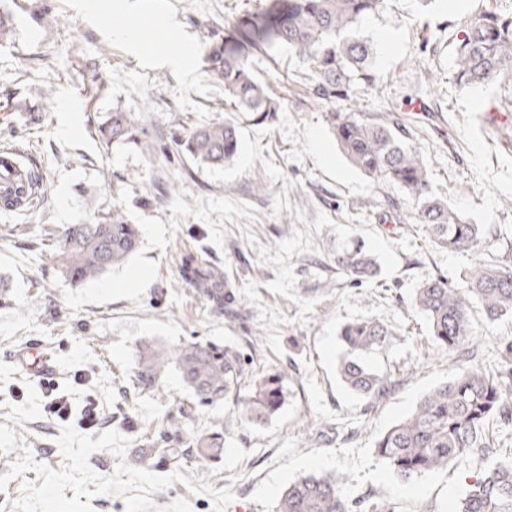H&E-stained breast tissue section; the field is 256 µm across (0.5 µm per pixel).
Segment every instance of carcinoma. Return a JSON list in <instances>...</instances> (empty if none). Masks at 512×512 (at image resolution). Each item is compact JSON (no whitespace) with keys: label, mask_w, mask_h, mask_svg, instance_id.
<instances>
[{"label":"carcinoma","mask_w":512,"mask_h":512,"mask_svg":"<svg viewBox=\"0 0 512 512\" xmlns=\"http://www.w3.org/2000/svg\"><path fill=\"white\" fill-rule=\"evenodd\" d=\"M384 6L385 0H266L260 11L228 23L224 39L206 47L208 71L224 85V96L235 111L250 113L257 121L269 120L279 104L270 85L256 78L246 50L271 57L286 47L310 67L319 100L331 105L346 100L355 90L378 84L374 44L358 34V26ZM454 41L456 84L488 86L501 75L512 74V16L481 12L463 23ZM327 118L336 144L355 168L408 192L412 217L427 226L435 244L456 252L480 249L482 225L467 222L447 201L433 195L426 165L419 150L406 142L402 124L387 116L371 118L334 108ZM144 134L137 115L118 108L95 130L105 148L130 144L150 155L154 146ZM175 146L198 166L229 165L239 149L237 123L226 119L197 125L176 139ZM36 182L33 178L30 187L19 184L11 192L0 187V208L25 207L35 195ZM139 241L137 226L122 207L114 206L89 222L68 225L53 242V260L60 277L76 286L123 264L137 251ZM336 264L355 283L376 274L374 258L360 247L337 252ZM176 268L179 283L194 288L212 310L224 311L226 284L220 266L195 249H185L178 254ZM475 303L490 323L512 316V265L479 260L461 282L452 286L437 277L415 295V306L426 316L433 341L459 361L465 359L472 336ZM340 336L346 347L338 366L343 384L372 401L383 398L387 379L364 359L389 345V328L377 319L360 320L344 324ZM501 353L503 365L495 372L457 365L447 382L424 394L411 414L377 437L375 452L394 475L409 481L500 447V430L512 424V342ZM135 356L131 384L137 394L163 391L173 369L192 396V404L167 412L155 425L159 440L152 442L151 451L176 466L189 457L200 464L214 463L224 451V434L219 431L185 437L183 421L192 407L229 401L247 421L263 424L285 402V372L273 367L252 370L229 345L192 339L166 346L141 339ZM276 512H399V507L369 495L351 497L336 474L323 472L289 483ZM452 512H512V456L488 463L458 496Z\"/></svg>","instance_id":"1"}]
</instances>
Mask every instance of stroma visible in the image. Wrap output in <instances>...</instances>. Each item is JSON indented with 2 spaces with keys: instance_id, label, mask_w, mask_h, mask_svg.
Masks as SVG:
<instances>
[{
  "instance_id": "stroma-1",
  "label": "stroma",
  "mask_w": 512,
  "mask_h": 512,
  "mask_svg": "<svg viewBox=\"0 0 512 512\" xmlns=\"http://www.w3.org/2000/svg\"><path fill=\"white\" fill-rule=\"evenodd\" d=\"M136 5L126 15L110 0L90 10L81 0H0L11 27L0 40V146L20 145L44 177L33 208L0 210V274L13 295L0 306V512H231L240 503L275 512L290 482L329 471L349 495L391 500L401 512H450L480 459L404 482L374 443L454 368L414 306L417 288L512 256V76L455 85L452 44L468 15L512 14V0H387L360 24L377 47L379 83L336 105L410 119L433 194L485 230L480 250L463 253L432 242L402 188L351 165L312 93L311 71L288 49L251 57L281 107L273 121L241 122L233 165L200 168L178 153L175 136L229 114L223 85L205 68L213 31L264 0ZM164 19L191 47L187 68L133 52L115 34L133 24L161 46ZM116 107L140 117L156 156L100 146L94 130ZM115 205L139 228L137 252L99 280L63 282L53 234ZM356 240L380 267L359 285L336 263L337 247ZM187 247L223 268L233 294L223 312L178 284L176 257ZM368 318L392 331L386 351L369 359L392 382L376 402L350 393L337 371L340 327ZM472 331L471 360L489 365L512 342V318L477 316ZM142 338L235 345L286 373L288 400L259 426L230 403L195 408L188 432L224 431L218 463H139L146 430L191 401L173 371L162 394L121 395ZM40 356L50 370L38 376L29 365ZM51 389L69 399V419L47 412ZM91 402L94 427L78 418Z\"/></svg>"
}]
</instances>
